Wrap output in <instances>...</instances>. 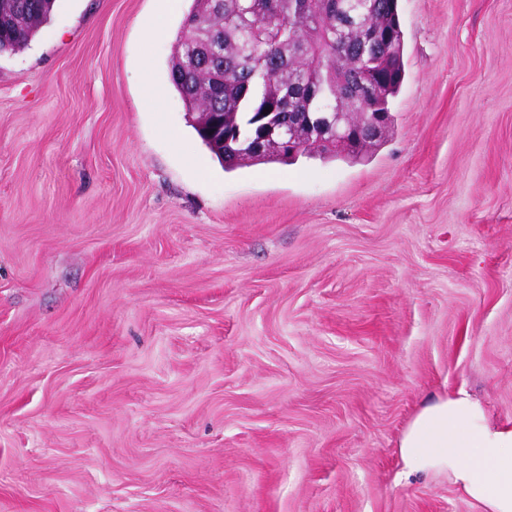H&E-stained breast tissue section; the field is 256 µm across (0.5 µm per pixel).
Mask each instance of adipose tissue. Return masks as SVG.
<instances>
[{
    "instance_id": "ef3b65f1",
    "label": "adipose tissue",
    "mask_w": 512,
    "mask_h": 512,
    "mask_svg": "<svg viewBox=\"0 0 512 512\" xmlns=\"http://www.w3.org/2000/svg\"><path fill=\"white\" fill-rule=\"evenodd\" d=\"M404 472L446 475L483 512H512V420L465 389L423 402L399 441Z\"/></svg>"
}]
</instances>
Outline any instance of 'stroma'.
<instances>
[{
    "label": "stroma",
    "mask_w": 512,
    "mask_h": 512,
    "mask_svg": "<svg viewBox=\"0 0 512 512\" xmlns=\"http://www.w3.org/2000/svg\"><path fill=\"white\" fill-rule=\"evenodd\" d=\"M169 4L0 55V512H480L396 443L459 388L512 418V0H399L384 140L231 171ZM187 114L191 118L192 126L198 133L201 140L204 142L206 147L211 151V153L214 154L215 157L224 164L225 169L231 170L243 165L244 162H239L237 164H231L228 162L226 157V147L221 145V143L223 142L224 132L217 131L214 134L210 135L203 126V122L199 114Z\"/></svg>",
    "instance_id": "35a3bbf8"
}]
</instances>
